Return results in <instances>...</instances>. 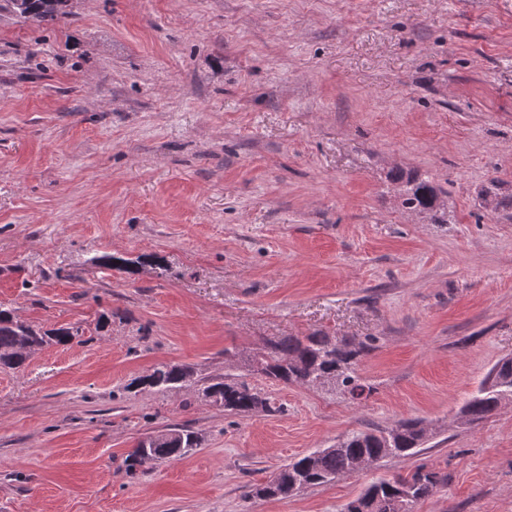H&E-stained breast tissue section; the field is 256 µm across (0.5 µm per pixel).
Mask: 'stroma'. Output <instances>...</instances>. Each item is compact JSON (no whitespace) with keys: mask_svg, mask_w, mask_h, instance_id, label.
<instances>
[{"mask_svg":"<svg viewBox=\"0 0 512 512\" xmlns=\"http://www.w3.org/2000/svg\"><path fill=\"white\" fill-rule=\"evenodd\" d=\"M429 180L445 223L390 171ZM512 0H73L0 14V305L66 345L0 371V512H340L378 477L414 512H512V402L456 412L512 356ZM110 254L132 269L94 265ZM369 340L355 404L254 374L284 336ZM159 363L185 388L130 382ZM233 369L273 412L198 393ZM425 420L430 446L288 500V459ZM191 456L127 471L144 434ZM71 0H0V11H7L24 22L47 25L68 17ZM482 200L486 203L487 207L491 208L495 213H508L509 218H512V192L504 195L499 192V187L495 181H491L490 186L483 189ZM200 444L198 433L187 426H173L141 438L129 455L128 467L133 469L145 460L173 461L192 453ZM445 476L424 466L416 467L405 476H381L357 498L348 502L343 512H411L413 505L434 493ZM359 503L364 510H352Z\"/></svg>","mask_w":512,"mask_h":512,"instance_id":"35a3bbf8","label":"stroma"}]
</instances>
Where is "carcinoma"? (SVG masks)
I'll use <instances>...</instances> for the list:
<instances>
[{"label": "carcinoma", "instance_id": "obj_1", "mask_svg": "<svg viewBox=\"0 0 512 512\" xmlns=\"http://www.w3.org/2000/svg\"><path fill=\"white\" fill-rule=\"evenodd\" d=\"M71 0H0V11H7L25 22L47 25L70 15ZM392 181L402 183V206L419 213L441 210L439 191L429 181L407 180L399 174ZM482 200L496 213L512 218V192H499L496 182L483 189ZM74 333L68 328L42 330L17 319L10 309L0 307V369L23 368L30 355L49 343L66 344ZM370 349L367 342L338 340L322 333L303 338L284 336L271 342L267 351L252 358L257 373L286 384L312 386L328 392L362 398L372 388L362 382L357 366ZM189 369L168 363L157 364L152 372L134 383V387L156 393L187 385ZM203 397L224 411L247 415L268 411L271 404L260 391L239 378L226 374L213 378L202 388ZM512 398V358L502 359L461 407L459 414L469 424H478L493 416L502 402ZM431 431L423 420L400 421L385 429L354 430L336 438L326 448L317 449L280 466L272 477V488L257 484L251 495L286 500L295 488L304 484L319 486L340 476L359 472L363 463L386 459H407L418 453ZM200 444L198 433L187 426H175L141 438L129 455V468L145 460L173 461L192 453ZM445 480L439 472L420 466L406 475L381 476L343 512H412L413 505L434 493Z\"/></svg>", "mask_w": 512, "mask_h": 512}]
</instances>
